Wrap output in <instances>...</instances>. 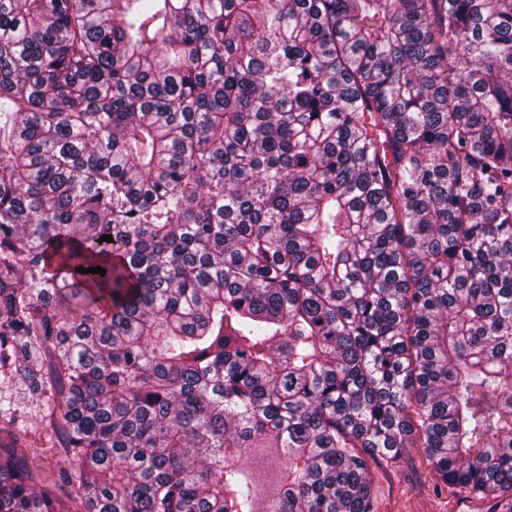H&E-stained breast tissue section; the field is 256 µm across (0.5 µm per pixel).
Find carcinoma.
Here are the masks:
<instances>
[{
	"label": "carcinoma",
	"instance_id": "cac0c4a2",
	"mask_svg": "<svg viewBox=\"0 0 512 512\" xmlns=\"http://www.w3.org/2000/svg\"><path fill=\"white\" fill-rule=\"evenodd\" d=\"M32 403L71 505L32 442L0 512H376L412 448L512 512V0H0Z\"/></svg>",
	"mask_w": 512,
	"mask_h": 512
}]
</instances>
